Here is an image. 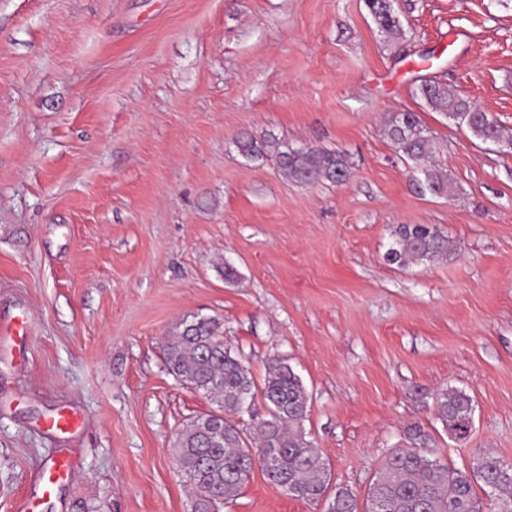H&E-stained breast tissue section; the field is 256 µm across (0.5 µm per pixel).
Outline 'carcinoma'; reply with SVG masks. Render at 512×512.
<instances>
[{"instance_id": "carcinoma-1", "label": "carcinoma", "mask_w": 512, "mask_h": 512, "mask_svg": "<svg viewBox=\"0 0 512 512\" xmlns=\"http://www.w3.org/2000/svg\"><path fill=\"white\" fill-rule=\"evenodd\" d=\"M380 29L391 35L402 33L392 0H366ZM419 97L433 112L465 126L474 136L502 138L496 119L456 92L426 80ZM387 135L404 160L417 162L430 152L427 129L414 112H402L391 120ZM279 167L301 184L321 181L342 183L350 176L347 156L340 151L313 148L278 153ZM424 184L435 194L447 189L440 173L425 170ZM448 238L426 224H405L389 248L392 262L407 259L428 261L448 254ZM168 369L204 392L218 411L198 415L181 429L174 451L180 469L187 475L196 495V512H216L235 497L255 467H264L267 454L275 455L267 480L279 487H292L291 495L316 502L327 492L326 461L314 443L306 439L303 424L309 412V397L300 377L278 357L267 366L263 386L255 382L241 359L224 344L222 323L213 317H195L182 322L164 345ZM268 409L243 429L233 417L254 405L256 393ZM435 414L448 437L462 441L474 428L472 398L459 390L439 392ZM410 448L390 452L371 483L365 512H512V463L490 454L473 460L469 471L451 469L428 455L420 444L425 435L420 427L409 429ZM330 512H357L354 496L346 488L336 489Z\"/></svg>"}]
</instances>
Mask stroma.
<instances>
[{
    "label": "stroma",
    "instance_id": "35a3bbf8",
    "mask_svg": "<svg viewBox=\"0 0 512 512\" xmlns=\"http://www.w3.org/2000/svg\"><path fill=\"white\" fill-rule=\"evenodd\" d=\"M394 7L391 37L365 0H0V329L28 324L0 343V512H193L172 445L212 404L163 347L196 315L256 381L274 357L300 376L330 488L364 500L414 424L449 467L512 463V149L417 94L453 87L512 137V0ZM401 112L447 194L396 153ZM289 148L343 152L351 176L295 182ZM403 224L451 252L388 261ZM447 388L474 402L462 442L434 412ZM62 412L76 429L48 427ZM62 455L74 473L43 494ZM329 503L256 469L220 512ZM429 131L422 125L416 113L402 112L388 125L387 135L396 152L404 160L417 162L430 152Z\"/></svg>",
    "mask_w": 512,
    "mask_h": 512
}]
</instances>
